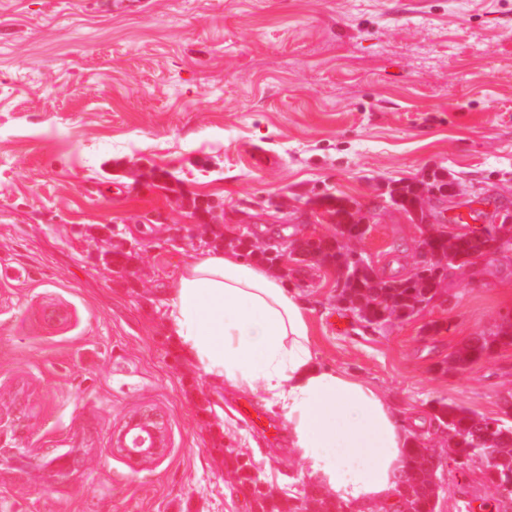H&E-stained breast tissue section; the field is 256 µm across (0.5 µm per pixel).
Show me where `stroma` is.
<instances>
[{
	"label": "stroma",
	"mask_w": 512,
	"mask_h": 512,
	"mask_svg": "<svg viewBox=\"0 0 512 512\" xmlns=\"http://www.w3.org/2000/svg\"><path fill=\"white\" fill-rule=\"evenodd\" d=\"M447 176L458 232L512 211V0H0V408L31 392L18 444L84 449L68 481L0 474V512H261L258 495L320 512L288 421L205 375L171 335L169 290L189 259L259 239H335L325 197L366 211L349 246L378 275L419 259L394 184ZM224 204L189 236L193 201ZM286 281L316 359L366 383L410 437L442 449L450 403L512 409V345L446 368L470 338L512 324V257L450 270L444 299L369 327L323 262ZM166 420L168 451L111 452L135 411ZM252 465L261 488L244 482ZM479 471L448 475L437 512H480ZM470 510H463V502Z\"/></svg>",
	"instance_id": "35a3bbf8"
}]
</instances>
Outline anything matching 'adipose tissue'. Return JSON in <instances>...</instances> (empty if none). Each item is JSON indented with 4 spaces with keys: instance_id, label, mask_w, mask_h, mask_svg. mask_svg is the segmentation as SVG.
Instances as JSON below:
<instances>
[{
    "instance_id": "ef3b65f1",
    "label": "adipose tissue",
    "mask_w": 512,
    "mask_h": 512,
    "mask_svg": "<svg viewBox=\"0 0 512 512\" xmlns=\"http://www.w3.org/2000/svg\"><path fill=\"white\" fill-rule=\"evenodd\" d=\"M168 321L203 373L283 413L309 477L340 500L393 499L402 420L380 393L316 361L306 307L278 274L231 251L194 257L173 284Z\"/></svg>"
}]
</instances>
